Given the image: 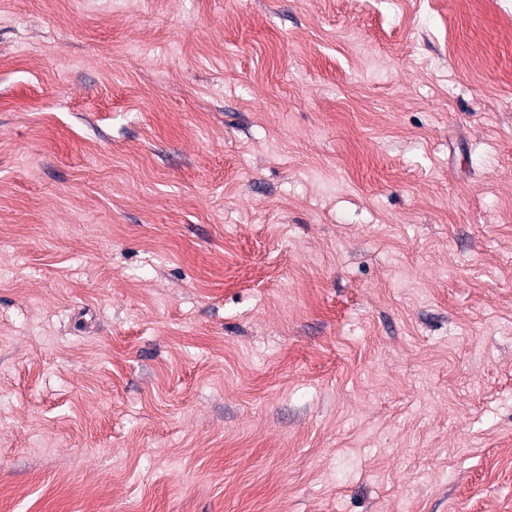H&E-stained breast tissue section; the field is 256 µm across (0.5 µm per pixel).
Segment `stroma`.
I'll list each match as a JSON object with an SVG mask.
<instances>
[{"label": "stroma", "instance_id": "35a3bbf8", "mask_svg": "<svg viewBox=\"0 0 512 512\" xmlns=\"http://www.w3.org/2000/svg\"><path fill=\"white\" fill-rule=\"evenodd\" d=\"M0 512H512V0H0Z\"/></svg>", "mask_w": 512, "mask_h": 512}]
</instances>
